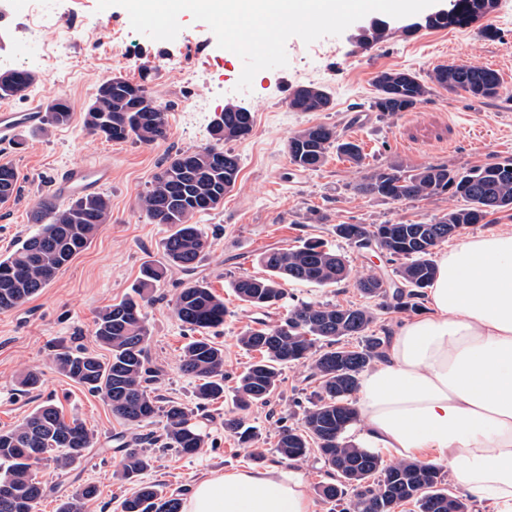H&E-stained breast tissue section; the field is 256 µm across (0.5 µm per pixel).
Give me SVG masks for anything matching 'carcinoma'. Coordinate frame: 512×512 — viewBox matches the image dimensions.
<instances>
[{
    "label": "carcinoma",
    "mask_w": 512,
    "mask_h": 512,
    "mask_svg": "<svg viewBox=\"0 0 512 512\" xmlns=\"http://www.w3.org/2000/svg\"><path fill=\"white\" fill-rule=\"evenodd\" d=\"M497 8V0H448L442 14L428 15L403 28L407 34L420 28L467 29ZM389 23L376 19L354 35L368 47L379 42ZM430 81L443 89L474 99L500 96L499 73L489 67L463 64L440 65ZM35 82L27 70L0 71V100L19 99ZM375 96L370 109L382 114L408 112L428 93V86L417 74L405 70H382L373 77ZM294 112H326L332 96L323 86L306 101L298 89L289 93ZM49 123L63 126L71 119L67 99L58 97L48 107ZM254 126L252 112L239 106H226L214 120L211 142L196 149L179 151L154 176L150 189L140 199L141 209L153 224H164L168 235L163 241L164 261H147L133 293L101 310L95 321V338L111 358L100 360L85 351L65 349L55 354L59 372L103 395L112 413L132 428L152 422L157 414L165 418L163 432L148 433L124 442L121 478L136 486L120 501L121 512H179L180 499L167 494L156 483L142 481L151 469L152 458L146 446L161 444L184 454L204 447L206 434L193 421V410L168 400L161 402L150 388L159 369L148 356L149 330L141 314L143 302L170 269L180 270L187 281L176 293V318L196 333L184 347L180 371L200 380L195 397L196 410L224 394V350L207 334L224 325L229 311L207 282L193 278L198 263L209 247L207 236L192 219L198 213L215 209L224 195L233 190L241 167L237 155L224 149L227 141L240 140ZM85 127L112 142L129 140L151 145L167 137L165 111L155 109V99L143 84L122 76H111L97 88L88 106ZM350 161H361V147L341 140L322 124L296 132L288 141L291 164L304 170L321 167L331 149ZM19 176L8 164L0 165V203L20 193ZM363 193L390 201L424 200L449 194L463 205L428 224H338L336 236L359 250L367 242H389L388 260L393 287L381 288L374 274L358 277L354 285L367 298L382 300L388 313L419 312L424 308L425 288L436 273L435 250L451 237L449 231L480 224L490 214L512 210V158L458 171L445 165L429 166L417 173L376 170L359 185ZM112 204L97 193L62 204L45 195L35 204L31 220L35 233L21 242L9 256L0 259V310L14 308L39 294L59 271L86 249L99 228L109 223ZM267 271L264 278L241 277L234 281L240 301L256 310L268 309L286 298L284 285L300 282L317 286L338 285L350 277L347 260L326 249L317 240H308L295 249L268 250L259 256ZM375 314L365 306H343L299 302L288 310L277 325L259 323L238 336L245 349L257 351L261 359L250 364L237 381L236 405L239 413L224 419V429L250 446L256 435L245 425L243 412L256 404L270 403L277 389L282 366L311 362L308 376L317 384L315 400L304 411L301 425L282 424L278 429L276 452L282 459L298 460L316 450L330 469V481L317 486L318 494L336 502L340 512H395L411 503L417 512H470V500L448 492L440 469L419 461H385L375 452L347 440V432L357 422L352 396L359 389L361 375L383 353L385 334L372 331ZM355 337L357 344L342 342ZM95 434L76 417L65 418L55 404L36 407L18 426L0 431V484L7 483L15 496L0 499V512H33L47 489L34 474V465L50 459L60 469L96 447ZM98 495V487L87 484L63 500L58 512H86Z\"/></svg>",
    "instance_id": "carcinoma-1"
}]
</instances>
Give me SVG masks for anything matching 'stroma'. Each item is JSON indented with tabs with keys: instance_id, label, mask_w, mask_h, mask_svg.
Returning <instances> with one entry per match:
<instances>
[{
	"instance_id": "1",
	"label": "stroma",
	"mask_w": 512,
	"mask_h": 512,
	"mask_svg": "<svg viewBox=\"0 0 512 512\" xmlns=\"http://www.w3.org/2000/svg\"><path fill=\"white\" fill-rule=\"evenodd\" d=\"M50 3L55 26H79L61 56L15 38V31L30 24L31 12L0 22V53L11 55L16 68L37 78L27 96L11 100V107L45 108L53 99L64 97L72 109L67 125L24 129L15 141L0 144V164L17 170L21 186L15 200L0 204V259L35 232L32 208L50 192L53 177L69 165L111 164L112 182L105 192L111 199L112 217L47 288L13 309L0 311V430L19 425L48 399L65 414L77 415L96 434L98 443L65 474H58L50 461L37 465V477L49 493L34 512H56L61 500L90 482L97 485L99 495L88 512H119L120 499L132 487L119 477L122 455L114 450L115 438L129 434L130 429L113 416L101 395L60 374L53 357L58 349L80 346L108 358V350L94 337L98 313L131 293L145 261L162 259L167 228L151 223L139 206L153 176L176 152L206 145L210 126L225 106L238 105L253 113L252 133L225 144L240 158L234 189L217 209L194 218L210 243L195 276L206 281L230 311L216 337L224 349V397L194 416L208 435L204 448L191 455L173 448L154 450L153 467L143 476L144 481L164 483L167 493L180 498L212 473L256 466L252 449L244 448L224 428L225 415L233 411L235 378L255 358L237 338L259 316L236 297L232 282L265 276L258 261L262 252L292 249L309 238L320 239L345 256L354 274L389 270L385 257L365 255L337 238L335 226L423 224L446 214L456 201L445 195L401 202L363 195L356 187L368 173L386 168L413 172L435 165L464 171L512 157V0H499L498 8L486 19L498 31L493 40L484 38L475 27L424 29L408 36L396 18L391 19L393 31L384 41L366 48L356 46L352 38L357 29L351 26L334 37L331 52L317 58L305 55L300 38H290L287 66L258 72L248 92L235 89L242 71L239 57L219 48L208 25L189 13L180 15L182 29L175 40L160 41L134 31L124 8L101 11L98 0ZM449 63L493 67L502 79L499 98L480 101L433 85L410 111L369 112L377 72L408 69L425 79L437 66ZM189 71L194 72V81L186 80ZM113 75L144 82L157 104L166 109L165 140L152 145L115 143L89 133L84 125L86 109L99 84ZM300 84L327 86L333 99L331 109L291 111L288 95ZM201 101L205 111H195ZM363 113L369 116L367 124L355 126V115ZM316 124L359 142L362 163L353 164L332 151L319 169L292 165L289 138ZM183 279V273L171 271L154 300L143 305L142 314L150 333L149 356L160 371L158 394L194 407L197 382L178 369L190 333L173 312L176 285ZM286 289L288 305L301 301L365 305L375 309L377 324L391 328L402 319L401 314L379 311L378 299L363 297L349 281L328 287L291 282ZM30 371L39 373L41 383L25 391L20 381ZM309 373V367L302 364L285 366L270 404L252 408L247 416L248 424L256 429L255 447L263 450L266 464L280 460L274 438L279 418L300 425L311 405L315 386Z\"/></svg>"
}]
</instances>
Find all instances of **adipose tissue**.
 <instances>
[{
  "label": "adipose tissue",
  "instance_id": "adipose-tissue-1",
  "mask_svg": "<svg viewBox=\"0 0 512 512\" xmlns=\"http://www.w3.org/2000/svg\"><path fill=\"white\" fill-rule=\"evenodd\" d=\"M428 316L400 323L363 375L358 444L447 464L458 490L512 512V229L442 253ZM180 512H315L301 474L279 464L196 482Z\"/></svg>",
  "mask_w": 512,
  "mask_h": 512
}]
</instances>
